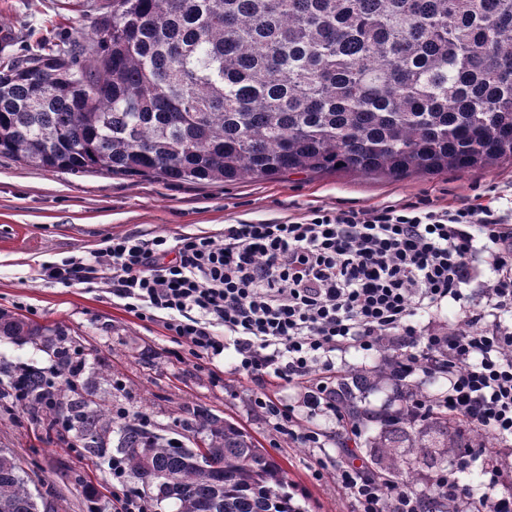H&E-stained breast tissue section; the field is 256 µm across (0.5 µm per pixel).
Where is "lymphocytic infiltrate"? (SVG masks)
<instances>
[{
    "label": "lymphocytic infiltrate",
    "mask_w": 512,
    "mask_h": 512,
    "mask_svg": "<svg viewBox=\"0 0 512 512\" xmlns=\"http://www.w3.org/2000/svg\"><path fill=\"white\" fill-rule=\"evenodd\" d=\"M493 278L473 294L476 260ZM62 285L103 283L142 321H162L171 343L197 359L232 354L233 370L257 382L305 391L309 414L329 413L336 436L301 425L294 407L256 392L255 410L278 433L307 448L337 440L350 449L362 433L334 392L336 356L383 348L401 409L413 423L444 413L502 446H512V224L482 196L458 207L416 204L315 209L299 220L228 224L220 235L116 234L88 257L42 268ZM455 327L422 329L442 305ZM441 375V395L413 391ZM479 467L483 492L466 476ZM504 465L486 449L454 448L424 489L366 466L336 468L351 512H512Z\"/></svg>",
    "instance_id": "lymphocytic-infiltrate-1"
}]
</instances>
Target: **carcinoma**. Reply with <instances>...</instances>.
<instances>
[{
    "label": "carcinoma",
    "mask_w": 512,
    "mask_h": 512,
    "mask_svg": "<svg viewBox=\"0 0 512 512\" xmlns=\"http://www.w3.org/2000/svg\"><path fill=\"white\" fill-rule=\"evenodd\" d=\"M87 30L6 55L0 36V156L71 174L234 182L343 170L402 178L512 160V0H84ZM59 354L63 333L0 309V340ZM336 388L357 421L394 448L407 426ZM28 368L22 396L84 451L116 449L149 486L169 478L172 512H302L287 474L238 424L196 409L178 438L104 403L44 398ZM446 448L458 422L436 419ZM15 458L0 452V512H42Z\"/></svg>",
    "instance_id": "carcinoma-1"
}]
</instances>
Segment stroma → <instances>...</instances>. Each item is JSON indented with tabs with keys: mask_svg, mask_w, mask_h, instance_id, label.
Segmentation results:
<instances>
[{
	"mask_svg": "<svg viewBox=\"0 0 512 512\" xmlns=\"http://www.w3.org/2000/svg\"><path fill=\"white\" fill-rule=\"evenodd\" d=\"M80 0H0V30L17 35L14 53L41 39L87 28ZM493 190L512 208V161L487 169L413 174L401 179L336 171L314 177L246 178L228 183L167 184L149 178L34 168L0 157V309L65 333L85 367L74 384L89 401L144 417L151 430L176 436L186 409L203 408L248 431L285 469L304 512H349L336 490V447H297L253 411L258 383L230 365L181 361L161 323L128 313L104 284L64 287L42 281L41 267L103 248L115 234H220L240 221H284L314 208L358 209L433 201L459 206ZM122 388H115V380ZM0 450L13 455L54 512H113L108 462L61 443L13 398L0 400ZM321 469L322 480L312 478Z\"/></svg>",
	"mask_w": 512,
	"mask_h": 512,
	"instance_id": "obj_1",
	"label": "stroma"
}]
</instances>
